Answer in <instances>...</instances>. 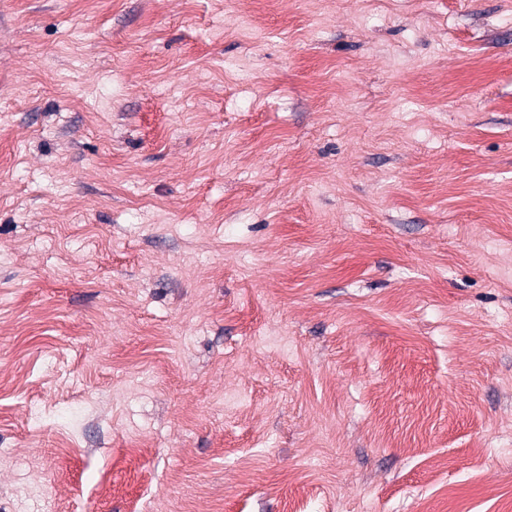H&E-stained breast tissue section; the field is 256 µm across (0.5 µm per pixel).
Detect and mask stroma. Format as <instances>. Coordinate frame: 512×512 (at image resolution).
I'll list each match as a JSON object with an SVG mask.
<instances>
[{
  "label": "stroma",
  "mask_w": 512,
  "mask_h": 512,
  "mask_svg": "<svg viewBox=\"0 0 512 512\" xmlns=\"http://www.w3.org/2000/svg\"><path fill=\"white\" fill-rule=\"evenodd\" d=\"M0 512H512V0H0Z\"/></svg>",
  "instance_id": "obj_1"
}]
</instances>
